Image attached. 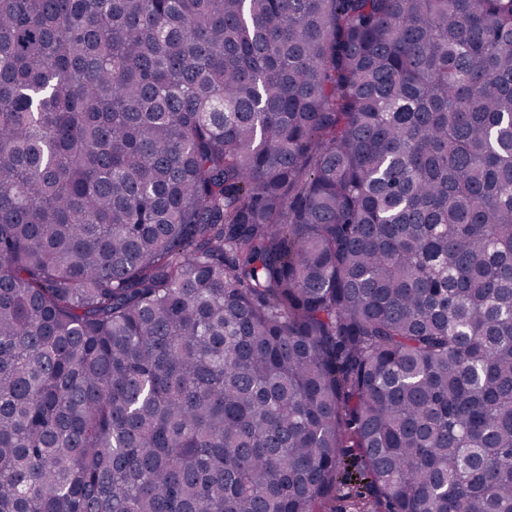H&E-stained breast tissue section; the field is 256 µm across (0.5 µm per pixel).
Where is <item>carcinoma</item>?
<instances>
[{
  "label": "carcinoma",
  "instance_id": "obj_1",
  "mask_svg": "<svg viewBox=\"0 0 512 512\" xmlns=\"http://www.w3.org/2000/svg\"><path fill=\"white\" fill-rule=\"evenodd\" d=\"M512 512V0H0V512ZM360 495L367 496V490L358 481L351 480L340 485L336 492V500L331 503L328 512H351V502Z\"/></svg>",
  "mask_w": 512,
  "mask_h": 512
}]
</instances>
